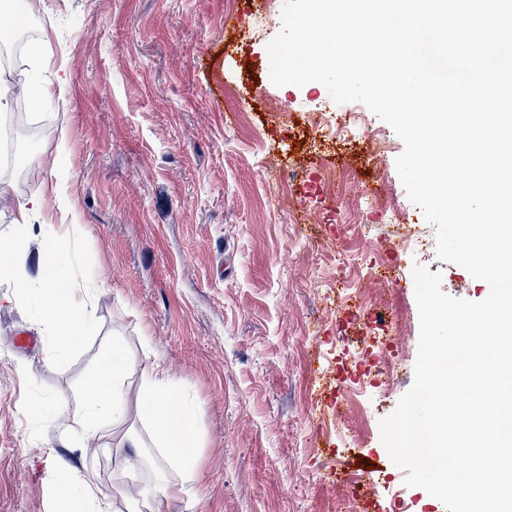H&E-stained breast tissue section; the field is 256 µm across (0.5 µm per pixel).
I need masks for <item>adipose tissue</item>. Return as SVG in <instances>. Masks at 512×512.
<instances>
[{
    "label": "adipose tissue",
    "instance_id": "adipose-tissue-1",
    "mask_svg": "<svg viewBox=\"0 0 512 512\" xmlns=\"http://www.w3.org/2000/svg\"><path fill=\"white\" fill-rule=\"evenodd\" d=\"M48 208L42 196H32L14 203V224L19 243L13 249L0 253V281L11 287L8 301L34 298L41 323L51 333L43 348V360H59L66 348L83 337L87 330V309L96 299L99 283L91 277H80L75 272H61L57 258L69 251V244L57 236L53 225L42 223ZM40 243L38 272L30 274L29 240ZM129 369V358L120 346H113L104 363L88 380L82 392V408L78 419L82 436L75 448L87 452L91 443L100 439L103 427L124 429L126 444L142 447L140 436L125 430L127 420L123 405L124 385ZM140 415L155 430V445L167 465L181 473L180 480L172 481L158 474L155 481L142 487L131 499L129 512H164L171 499L190 493L196 474L195 448L197 428L192 404L172 399L167 376L158 365L141 370Z\"/></svg>",
    "mask_w": 512,
    "mask_h": 512
}]
</instances>
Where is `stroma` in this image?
I'll use <instances>...</instances> for the list:
<instances>
[{
  "mask_svg": "<svg viewBox=\"0 0 512 512\" xmlns=\"http://www.w3.org/2000/svg\"><path fill=\"white\" fill-rule=\"evenodd\" d=\"M34 2L45 22L24 62L66 83L40 90L28 118L49 134L32 185L11 193L64 188L82 222L74 264L102 288L91 331L55 364L42 360L36 306L0 303V512H56L85 479L127 512L145 479L121 431L81 456L59 427L116 342L134 364L157 362L197 410V480L165 512H365L369 498L377 512H442L405 486L380 435L414 379L413 267L442 272L455 298L490 289L435 249L400 250L425 218L398 176L393 129L368 111L348 137H316L307 120L333 101L320 83L268 78L281 26L253 30L259 0ZM376 134L389 149L374 156ZM62 139L63 179L49 164ZM365 191L396 223L361 211ZM358 309L388 321L360 323ZM23 334L36 346H17ZM382 361L399 372L389 396L346 393Z\"/></svg>",
  "mask_w": 512,
  "mask_h": 512,
  "instance_id": "1",
  "label": "stroma"
}]
</instances>
